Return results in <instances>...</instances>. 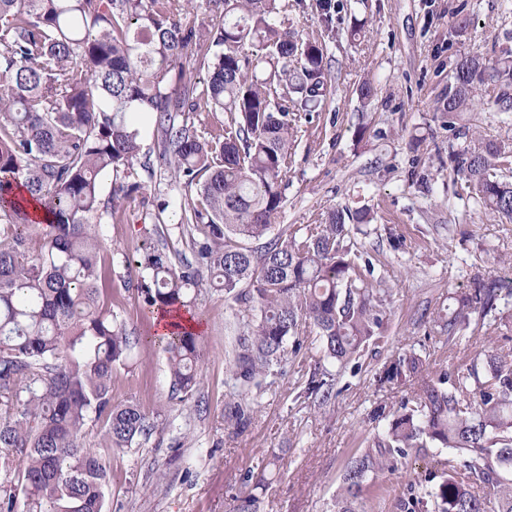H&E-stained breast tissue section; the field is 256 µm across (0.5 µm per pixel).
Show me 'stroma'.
<instances>
[{
    "label": "stroma",
    "instance_id": "stroma-1",
    "mask_svg": "<svg viewBox=\"0 0 512 512\" xmlns=\"http://www.w3.org/2000/svg\"><path fill=\"white\" fill-rule=\"evenodd\" d=\"M285 26L325 42L332 93L324 105L297 115V138L283 183L286 205L278 229L320 223L330 209H369L372 223L352 230L368 253L374 276L388 288V343L365 356L360 374L338 379L336 398L322 407L299 393L316 352L304 343L284 375L255 393L252 426L236 433L224 421L228 351L239 330L224 294L204 290L193 310L201 321V383L193 397L173 395L165 353L136 346L114 382L115 402L133 400L156 416L160 429L127 452H110L108 512H229L246 491L248 474L265 472L261 512H335L338 476L349 457L389 422L418 381L388 387L377 375L392 355L429 353L432 370L448 365V346L433 315L449 292L475 277L512 278V223L499 221L453 182L448 145L455 136L435 101L448 85L456 58H489L512 49V0H332L334 29L326 31L317 0H288ZM464 10L470 26L455 35L451 15ZM360 36H352L355 20ZM373 77L377 95L362 106L356 86ZM159 134L145 122L149 166L135 164L132 196L116 197L113 219L99 230L108 245L112 280L105 305L134 336H153L155 317L128 282L126 260L147 244L191 258L179 223L183 186L157 156ZM432 448L375 477L368 512H398L397 501Z\"/></svg>",
    "mask_w": 512,
    "mask_h": 512
}]
</instances>
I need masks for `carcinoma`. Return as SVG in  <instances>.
Instances as JSON below:
<instances>
[{"mask_svg": "<svg viewBox=\"0 0 512 512\" xmlns=\"http://www.w3.org/2000/svg\"><path fill=\"white\" fill-rule=\"evenodd\" d=\"M282 0H206L219 14L198 21L201 0H0V512H104L106 459L82 442L103 424L104 447L125 452L158 424L136 402L113 401V375L126 366L133 338L104 308L112 278L98 231L113 195L129 182L142 152L141 121L155 119L160 156L186 191L181 224L194 261L180 267L146 248L137 291L152 312L193 305L190 294L224 292L243 331L229 365L224 420L246 430L253 393L284 373L288 354L315 331L318 358L302 394L317 405L336 396L337 372L355 374L369 350L387 344L389 291L374 283L372 262L348 243L366 210L332 209L322 224L272 233L284 208L283 180L294 142L292 112H309L330 93L325 45L279 21ZM196 54L207 76L184 81ZM365 105L373 78L357 86ZM512 111V52L458 59L437 110L456 129L464 112ZM225 112L224 124L199 134L195 112ZM182 119L176 120V114ZM449 151L454 180L485 210L512 221V142L463 132ZM45 211L38 246L27 227L31 205ZM512 321V284L494 276L448 294L437 315L448 348L474 350L437 379L422 377L414 352L393 356L378 374L400 386L419 378L415 397L392 414L368 450L347 461L336 512H366L374 474L411 453L448 449L410 484L399 512H512V352L482 345ZM167 354L172 393L187 400L200 385V336L181 328L155 341ZM231 512H260L265 476Z\"/></svg>", "mask_w": 512, "mask_h": 512, "instance_id": "carcinoma-1", "label": "carcinoma"}]
</instances>
